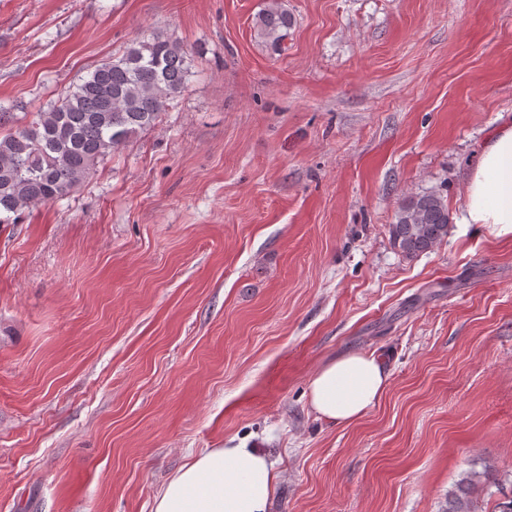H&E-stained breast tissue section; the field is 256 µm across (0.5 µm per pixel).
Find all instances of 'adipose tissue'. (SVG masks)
<instances>
[{
  "instance_id": "1",
  "label": "adipose tissue",
  "mask_w": 512,
  "mask_h": 512,
  "mask_svg": "<svg viewBox=\"0 0 512 512\" xmlns=\"http://www.w3.org/2000/svg\"><path fill=\"white\" fill-rule=\"evenodd\" d=\"M464 224L512 236V124L499 127L479 150L465 186ZM390 380L382 359L351 353L320 366L308 383L318 417L347 426L379 401ZM277 475L269 454L244 443L195 455L163 486L154 512H268Z\"/></svg>"
}]
</instances>
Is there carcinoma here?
I'll return each instance as SVG.
<instances>
[{"instance_id": "1", "label": "carcinoma", "mask_w": 512, "mask_h": 512, "mask_svg": "<svg viewBox=\"0 0 512 512\" xmlns=\"http://www.w3.org/2000/svg\"><path fill=\"white\" fill-rule=\"evenodd\" d=\"M294 24L281 0H266L258 13L261 37L279 46ZM193 61L176 40L158 35L133 43L101 63L57 102L24 124L0 108V224L26 210L62 200L96 165L132 135L155 125L192 75ZM448 206L433 192L399 207L389 226L394 247L407 257L431 250L448 235ZM488 471H472L450 495L445 512H476L473 495L484 490Z\"/></svg>"}]
</instances>
